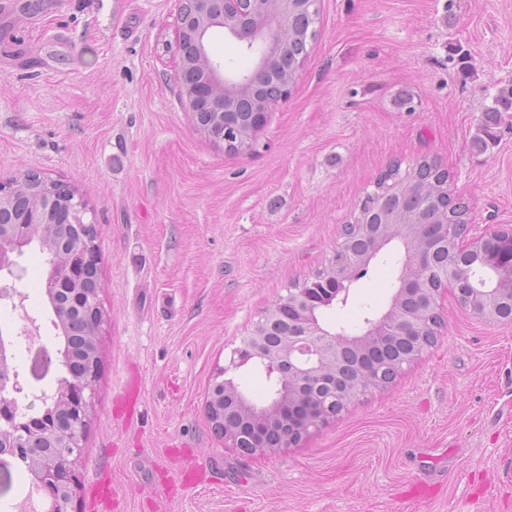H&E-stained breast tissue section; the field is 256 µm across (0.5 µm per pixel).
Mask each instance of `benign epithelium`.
I'll use <instances>...</instances> for the list:
<instances>
[{
    "instance_id": "obj_1",
    "label": "benign epithelium",
    "mask_w": 512,
    "mask_h": 512,
    "mask_svg": "<svg viewBox=\"0 0 512 512\" xmlns=\"http://www.w3.org/2000/svg\"><path fill=\"white\" fill-rule=\"evenodd\" d=\"M318 12L317 0H180L175 31L179 52L178 81L188 111L207 110L211 122L206 133L239 152L252 150L268 112L288 97L304 58L289 55L297 35L296 20ZM222 29L248 47L265 45L253 70L235 75L224 72V63L205 48L210 32ZM251 98L252 116L246 125L236 122L239 103ZM23 187L0 182V210L15 205ZM417 195L407 181L377 182L353 222L355 237L339 240L328 265L303 279L262 313L252 333L235 349L231 366L250 362L260 365L275 381V396L264 405L253 401L233 380L216 375L207 400V414L214 433L224 445L244 456L266 455L290 447L333 417L336 410L368 390L383 388L407 366L416 362L433 343L431 315L440 305L445 288L460 292L466 283L465 307L489 323L499 322L498 310L512 303V225L484 230L467 225L455 237L448 224L423 214ZM87 202L79 193L49 187L30 203L19 223L0 230V272L14 274L27 246L42 242L39 230L63 226L69 246L53 253L46 281V295L59 329L79 320L85 338L83 371L70 381L58 380L51 391L36 390L53 363L64 364L66 349L52 357L43 346L32 353L28 371L15 364V350L27 339L28 328L0 332V456L24 459L32 485L41 492L45 512H69L79 487L78 464L85 451V436L99 378L98 336L103 326L100 288L84 287L87 266L98 265L96 224L88 217ZM400 242L403 271L399 288L380 316L360 335L328 328L322 311L335 301L346 302V286L361 279L370 261L392 242ZM452 247L458 253L478 256L491 273L488 279L469 278L466 269L448 265L442 287L431 279L429 269L435 252ZM336 279L340 288L323 292L318 282ZM68 284L70 298L56 300L59 286ZM0 302L23 311V299L12 286L0 284ZM401 336L415 339V347L396 363L378 365L362 361L368 346ZM23 401L40 414L33 426L16 420L14 401ZM254 429L251 447L241 445L239 423Z\"/></svg>"
}]
</instances>
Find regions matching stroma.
<instances>
[{
	"label": "stroma",
	"instance_id": "obj_1",
	"mask_svg": "<svg viewBox=\"0 0 512 512\" xmlns=\"http://www.w3.org/2000/svg\"><path fill=\"white\" fill-rule=\"evenodd\" d=\"M179 0H14L0 15V181L35 172L86 199L101 258L100 375L74 512L110 470L115 512H512V323L443 290L436 343L298 445L242 456L207 418L260 313L322 269L379 175L435 160L473 222L512 225V0H319L318 35L252 153L195 127L176 79ZM402 257L382 250L329 327L386 310ZM39 250L16 282L56 348ZM203 473L196 486L181 469ZM498 106H501L503 110L512 108V87L502 88L495 99V105L488 106L485 109L486 118L482 126L484 133L489 137L497 135L496 131L492 130L494 129L493 126L497 125L498 114L501 112Z\"/></svg>",
	"mask_w": 512,
	"mask_h": 512
}]
</instances>
